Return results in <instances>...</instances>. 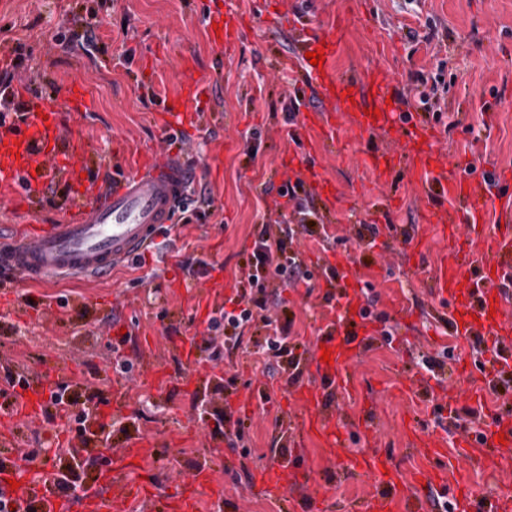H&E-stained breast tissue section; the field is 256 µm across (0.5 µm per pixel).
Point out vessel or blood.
<instances>
[{"mask_svg":"<svg viewBox=\"0 0 512 512\" xmlns=\"http://www.w3.org/2000/svg\"><path fill=\"white\" fill-rule=\"evenodd\" d=\"M312 8L311 0H303L300 9L289 12L282 23L296 46L288 65L302 71L319 100L318 107L304 113V122L319 127L327 140L335 139L342 124L360 134L391 130L398 147L367 153L365 170L379 182L400 170L433 174L458 202L453 211L438 205L426 209L427 224L440 233L454 235L459 227L468 229L466 245H447L427 278L437 297L434 318L447 321L449 334L459 342H469L475 335L486 341V362L473 373L483 387L472 395L477 406L486 407L484 387L491 385L496 372L512 369V295L503 288L504 281L512 279V171H495L491 184L466 174H449L438 155L436 130L418 123L394 127L397 93L390 71L375 69L363 78L337 72L335 59L344 30H315L308 22ZM215 22L211 42L224 48L234 46L243 30L233 12L216 16ZM318 48L325 56L319 67L308 59L309 52ZM205 85L203 77L185 72L176 97L162 107L164 115L202 126L204 115L195 104ZM10 90L22 95L26 109L0 124V200L27 205L60 180L72 182L75 194L45 229L0 237V268L40 282L103 277L144 254L158 231L172 224L188 201L200 179L198 166L173 152L149 148L138 155L133 168H118L105 184L88 181L83 176L84 160L93 147L70 124L86 107V91L69 86L54 97L38 98L28 94L22 80L12 83ZM374 110L379 113L375 119L370 116ZM491 207L498 212V226L489 230L483 217ZM338 287L337 318L318 328L307 359L310 377L298 389L301 416L295 427L297 436L314 432L323 437L331 455L340 446L339 423L335 414L327 412L326 400L336 390L348 389L360 356L370 346L368 334L350 329L357 310L364 307L355 274H340ZM326 348L332 358L328 364L321 361ZM0 390L13 397L11 413L0 416V445L8 447L13 442L12 418L38 423L42 405L39 397L31 396L30 384L1 381ZM415 435L430 464L404 478L388 472L379 455L355 451L347 456L345 472L377 474L383 484L381 490L348 505L347 512H426L431 495L448 485L453 488L454 512H512L511 493L498 489L484 493L463 479L447 481L458 458L492 470L512 464V419L499 408L491 409L481 430L466 432L453 454L442 434L419 429ZM151 448L145 434L127 443L107 481L85 495L91 512H131L133 506L152 501L158 502L161 512H199V489L222 497L221 480L212 469L203 467L194 476L196 491L156 500L145 484L128 478ZM12 479L18 481L17 489H10ZM309 481L308 474L274 460L252 484L263 496L280 502L288 486L302 487ZM0 501L9 507L34 504L39 512H60L50 470L35 473L15 458L0 461Z\"/></svg>","mask_w":512,"mask_h":512,"instance_id":"obj_1","label":"vessel or blood"}]
</instances>
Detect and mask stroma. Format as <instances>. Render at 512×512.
I'll list each match as a JSON object with an SVG mask.
<instances>
[{"label":"stroma","mask_w":512,"mask_h":512,"mask_svg":"<svg viewBox=\"0 0 512 512\" xmlns=\"http://www.w3.org/2000/svg\"><path fill=\"white\" fill-rule=\"evenodd\" d=\"M289 0H0V68L12 58L14 42L33 45L18 78L37 73V91L50 96L80 82L88 91L89 110L77 118L93 146L89 176L105 177L117 162L132 161L141 151L164 148L158 118L165 97L178 89L184 53L206 72L211 92L200 104L206 126L183 131V157L207 170L212 212L176 219L163 227L153 251L117 268L110 280L73 277L47 286L20 275L5 278L0 294V363H26L45 385L66 383L80 398L111 404L115 393L128 397L118 418L127 432H114L112 452L120 454L129 436L146 433L154 446L140 467L149 484L165 493L181 490L196 469L209 465L221 479V502L202 499L203 512H280L250 484L272 454L309 471L321 492L335 500L374 492V479L342 472L338 458L325 454L319 439L304 443L282 436L281 426L298 421L294 387L286 377L268 379L250 351L261 331L242 329L241 346L223 360L200 359L187 369L173 339L203 330L194 302L213 280L228 282L226 298L236 297L248 273L247 261L263 225L287 217L295 228L287 248L309 268L335 254L345 256L367 298L373 299L369 326L375 339L358 363L348 391L327 401L337 415L372 417L376 450L391 467L409 473L425 465L420 449L409 447L406 426L413 421L436 429V401L422 383L429 375L416 364L418 351L443 337L431 315L433 299L426 274L445 249L438 230L424 225L423 211L436 203L454 209L455 200L433 190L430 176L400 171L386 182L372 180L361 164L364 151L387 146L380 135L341 132L335 143L318 129L287 122L290 98L316 102L312 89L280 62L294 44L279 28ZM227 9L242 17L244 33L231 49L208 39L206 16ZM95 27L98 50L85 49L73 16ZM317 30L343 23L344 37L335 60L342 72L391 71L399 87L414 73L428 82L443 81L449 91L441 116L413 111V118L434 122L448 169L459 161L486 162L488 168H512V0H318L311 17ZM417 39H410L409 31ZM66 37L57 43L55 34ZM302 149L308 166L336 187V206L327 208L302 192L315 223L325 236L298 225L294 209L279 212L276 193L282 184L280 161ZM62 203L43 195L34 207L0 204V228L26 230L28 221L46 219ZM421 229L422 251L404 250L403 235ZM205 260L187 272L186 260ZM270 314L291 322L299 355H306L315 332L330 311L323 276L312 286L279 291ZM391 331L385 342L383 331ZM151 349V360L142 352ZM134 364L130 375L114 371L116 361ZM228 408L231 419L215 424L199 418L195 396ZM250 407H243V399ZM245 422L244 444L227 445L226 433ZM59 419L40 427L14 422L19 447L34 450L29 466L54 464L53 448L62 433Z\"/></svg>","instance_id":"obj_1"}]
</instances>
